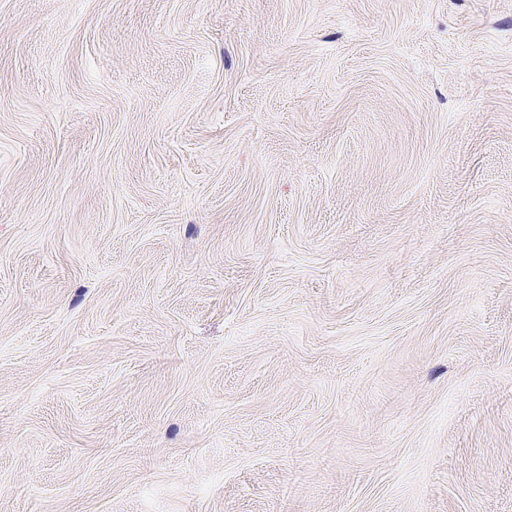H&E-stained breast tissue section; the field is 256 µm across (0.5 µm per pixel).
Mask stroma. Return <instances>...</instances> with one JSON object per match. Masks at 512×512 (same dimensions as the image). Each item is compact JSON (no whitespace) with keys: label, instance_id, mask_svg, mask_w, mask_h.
Segmentation results:
<instances>
[{"label":"stroma","instance_id":"stroma-1","mask_svg":"<svg viewBox=\"0 0 512 512\" xmlns=\"http://www.w3.org/2000/svg\"><path fill=\"white\" fill-rule=\"evenodd\" d=\"M0 512H512V0H0Z\"/></svg>","mask_w":512,"mask_h":512}]
</instances>
